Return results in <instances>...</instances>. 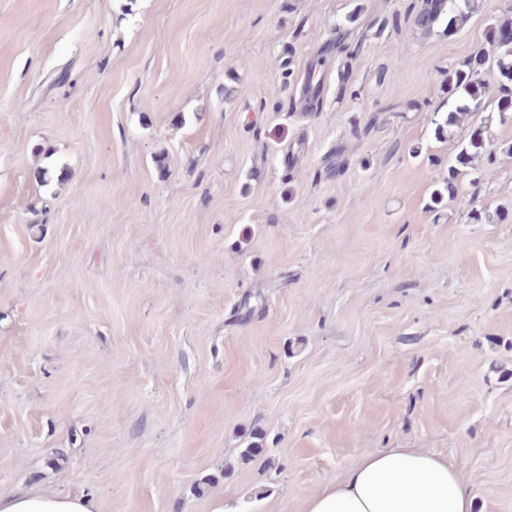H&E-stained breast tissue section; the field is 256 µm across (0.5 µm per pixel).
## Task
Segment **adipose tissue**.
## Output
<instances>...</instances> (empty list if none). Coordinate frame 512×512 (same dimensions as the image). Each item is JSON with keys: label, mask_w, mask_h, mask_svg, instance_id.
Instances as JSON below:
<instances>
[{"label": "adipose tissue", "mask_w": 512, "mask_h": 512, "mask_svg": "<svg viewBox=\"0 0 512 512\" xmlns=\"http://www.w3.org/2000/svg\"><path fill=\"white\" fill-rule=\"evenodd\" d=\"M471 484L447 457L422 448L363 452L343 478L313 495L304 512H474ZM0 512H95L85 495L0 492Z\"/></svg>", "instance_id": "adipose-tissue-1"}]
</instances>
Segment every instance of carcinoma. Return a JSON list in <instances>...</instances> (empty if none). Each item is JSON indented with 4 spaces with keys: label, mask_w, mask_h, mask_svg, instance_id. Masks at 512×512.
<instances>
[{
    "label": "carcinoma",
    "mask_w": 512,
    "mask_h": 512,
    "mask_svg": "<svg viewBox=\"0 0 512 512\" xmlns=\"http://www.w3.org/2000/svg\"><path fill=\"white\" fill-rule=\"evenodd\" d=\"M473 7L472 0H424L416 22L422 27H430L446 10L448 25L459 27L467 21ZM488 67L496 69L502 79L497 108L500 119L504 120L512 113V18L506 17L492 28L489 49L478 52L476 56L448 72L450 110L444 123L437 125L438 133L442 134L445 129L464 123L479 111L486 89L481 74ZM482 155L492 157L491 143L483 136V130L477 129L457 154V165L449 167L446 183L448 196L452 197L457 193V178L462 175L459 167L468 166Z\"/></svg>",
    "instance_id": "obj_1"
}]
</instances>
